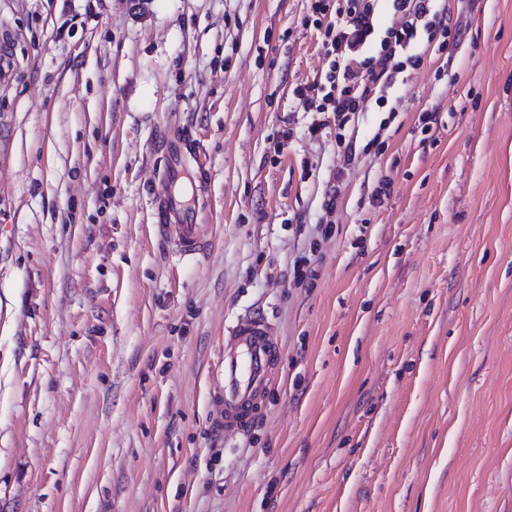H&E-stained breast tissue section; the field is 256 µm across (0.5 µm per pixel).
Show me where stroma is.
<instances>
[{
  "label": "stroma",
  "mask_w": 512,
  "mask_h": 512,
  "mask_svg": "<svg viewBox=\"0 0 512 512\" xmlns=\"http://www.w3.org/2000/svg\"><path fill=\"white\" fill-rule=\"evenodd\" d=\"M447 5L395 110L315 132L309 0H0V512H512V0ZM180 139L195 263L155 228ZM252 313L282 356L226 436Z\"/></svg>",
  "instance_id": "1"
}]
</instances>
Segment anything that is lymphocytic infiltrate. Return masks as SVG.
Here are the masks:
<instances>
[{
  "mask_svg": "<svg viewBox=\"0 0 512 512\" xmlns=\"http://www.w3.org/2000/svg\"><path fill=\"white\" fill-rule=\"evenodd\" d=\"M310 8L314 26L323 29L328 68L295 94L305 111L327 115L341 130L368 102L384 105L406 83L407 70L424 61L420 43L443 52L461 35L445 0H311ZM331 10L335 22L323 24Z\"/></svg>",
  "mask_w": 512,
  "mask_h": 512,
  "instance_id": "obj_1",
  "label": "lymphocytic infiltrate"
}]
</instances>
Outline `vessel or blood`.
Here are the masks:
<instances>
[{"mask_svg": "<svg viewBox=\"0 0 512 512\" xmlns=\"http://www.w3.org/2000/svg\"><path fill=\"white\" fill-rule=\"evenodd\" d=\"M185 144L177 142L166 150L167 167L162 182L177 183L185 166ZM158 234L181 255L198 258L208 245V227L194 223L185 213L180 197L174 193L160 196ZM279 351L269 322L261 316H246L224 334V387L219 397L224 404V418L219 423L224 432L246 431L252 412L267 389L274 359Z\"/></svg>", "mask_w": 512, "mask_h": 512, "instance_id": "1", "label": "vessel or blood"}]
</instances>
